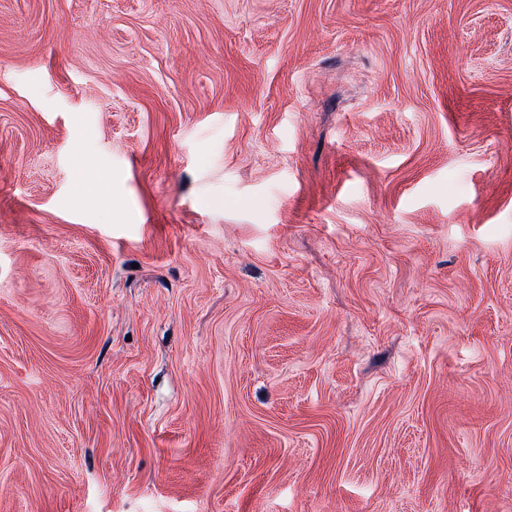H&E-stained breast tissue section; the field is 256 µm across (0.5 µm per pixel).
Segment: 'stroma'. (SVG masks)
Masks as SVG:
<instances>
[{
  "instance_id": "1",
  "label": "stroma",
  "mask_w": 512,
  "mask_h": 512,
  "mask_svg": "<svg viewBox=\"0 0 512 512\" xmlns=\"http://www.w3.org/2000/svg\"><path fill=\"white\" fill-rule=\"evenodd\" d=\"M0 512H512V0H0Z\"/></svg>"
}]
</instances>
